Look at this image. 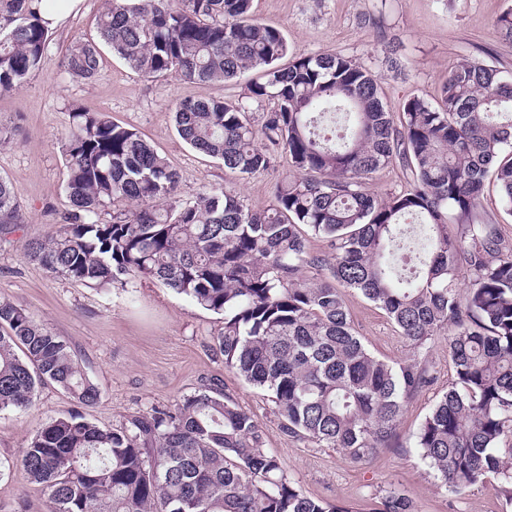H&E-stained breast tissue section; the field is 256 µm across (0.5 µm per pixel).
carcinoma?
<instances>
[{
    "mask_svg": "<svg viewBox=\"0 0 512 512\" xmlns=\"http://www.w3.org/2000/svg\"><path fill=\"white\" fill-rule=\"evenodd\" d=\"M251 2L104 0L98 29L145 78L258 73L249 99L273 102L269 111L191 99L174 121L193 148L242 176L288 158L271 204L252 209L226 189L182 203L179 172L138 132L77 108L64 186L72 210L28 241L24 258L100 288L155 280L224 316V364L271 394L280 430L352 462L400 447L405 404L436 381L420 351L445 337L454 379L413 447L446 490L492 478L512 506V239L473 219L490 173L512 213V83L467 56L437 105L411 98L395 120L371 72L338 53L288 58L284 35L255 20ZM495 26L512 42V8ZM48 39L37 0H0V94L39 69ZM99 58L97 43L78 39L63 72L90 80ZM394 162L409 187L381 197L370 178ZM21 223L0 178V228ZM311 236L328 255L309 253ZM306 266L322 278L303 279ZM349 291L384 311L412 354L391 363L372 353L351 325ZM47 382L79 407L99 400L70 345L0 299V412L30 408ZM14 466L49 512H347L288 478L252 415L218 387L118 428L72 411L39 427L18 458L0 459V476ZM381 505L415 512L392 490Z\"/></svg>",
    "mask_w": 512,
    "mask_h": 512,
    "instance_id": "obj_1",
    "label": "carcinoma"
}]
</instances>
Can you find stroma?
Masks as SVG:
<instances>
[{
	"label": "stroma",
	"instance_id": "1",
	"mask_svg": "<svg viewBox=\"0 0 512 512\" xmlns=\"http://www.w3.org/2000/svg\"><path fill=\"white\" fill-rule=\"evenodd\" d=\"M103 0H81L78 11L49 32V47L39 70L12 92L0 95V127L10 131L0 146V178L11 185L24 224L0 235V298L24 306L31 316L62 336L97 386L100 398L86 415L116 427L153 406L218 382L224 395L250 413L264 433L265 448L307 494L349 508L378 512L387 490L408 496L415 512H506L492 482L461 495L440 488L419 464L410 443L437 395L454 378L448 344L437 339L421 353L437 381L407 404L399 426L402 447L383 448L374 459L354 463L330 448H318L283 434L266 392L248 384L216 353L215 338L224 326L205 310L164 285L141 281L131 290H103L54 276L23 256L26 241L62 224L70 209L64 192L65 145L71 112L82 108L105 113L112 122L133 128L182 177L180 197L231 189L254 209L267 206L277 179L288 171L277 159L266 172L239 176L222 161L182 140L174 122L177 103L191 98L237 99L247 95L250 76L229 82L198 83L173 75L144 78L109 47H101L100 70L90 81L66 78L61 61L78 37L99 38ZM512 0H253L259 21L278 28L293 57L341 53L376 75L386 109L401 112L409 98L436 102L449 68L461 58L484 53L512 82V42L502 40L493 23ZM398 59L392 70L389 58ZM353 327L376 354L406 358L411 349L383 311L360 294L346 295ZM56 385L39 386L34 406L0 413V459L18 455L45 422L74 410ZM0 512H48L37 486L22 470L0 477Z\"/></svg>",
	"mask_w": 512,
	"mask_h": 512
}]
</instances>
